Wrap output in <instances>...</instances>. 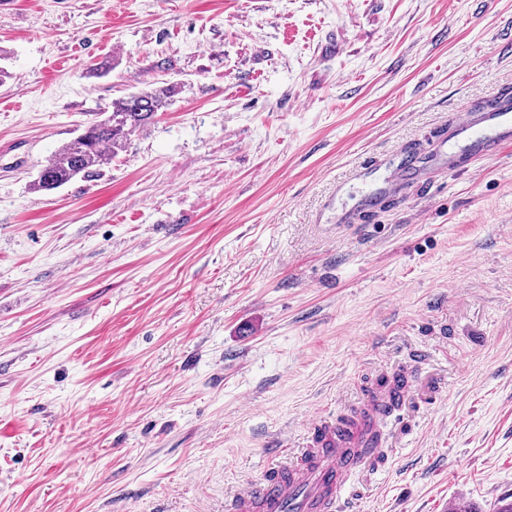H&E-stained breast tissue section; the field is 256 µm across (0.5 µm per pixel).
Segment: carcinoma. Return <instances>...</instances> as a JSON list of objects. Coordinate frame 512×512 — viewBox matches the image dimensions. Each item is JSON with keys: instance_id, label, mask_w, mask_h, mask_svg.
Segmentation results:
<instances>
[{"instance_id": "cac0c4a2", "label": "carcinoma", "mask_w": 512, "mask_h": 512, "mask_svg": "<svg viewBox=\"0 0 512 512\" xmlns=\"http://www.w3.org/2000/svg\"><path fill=\"white\" fill-rule=\"evenodd\" d=\"M172 94L171 88L160 86L113 100L112 110L105 118L90 124L83 133L52 153L32 189L50 191L78 177L87 180L100 177L112 154L124 146L132 133L153 123Z\"/></svg>"}]
</instances>
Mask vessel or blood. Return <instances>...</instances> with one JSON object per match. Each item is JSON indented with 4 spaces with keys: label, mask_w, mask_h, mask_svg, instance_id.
I'll return each instance as SVG.
<instances>
[{
    "label": "vessel or blood",
    "mask_w": 512,
    "mask_h": 512,
    "mask_svg": "<svg viewBox=\"0 0 512 512\" xmlns=\"http://www.w3.org/2000/svg\"><path fill=\"white\" fill-rule=\"evenodd\" d=\"M455 127L467 151L490 159L512 142V110L491 112L478 120L466 113ZM409 379V374H402L399 381L364 396L346 420L316 414L304 448L292 456L283 448H271L272 464L259 480L226 498L224 512H344L346 483L375 466L387 409Z\"/></svg>",
    "instance_id": "vessel-or-blood-1"
}]
</instances>
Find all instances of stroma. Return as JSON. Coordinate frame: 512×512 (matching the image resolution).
<instances>
[{"instance_id":"1","label":"stroma","mask_w":512,"mask_h":512,"mask_svg":"<svg viewBox=\"0 0 512 512\" xmlns=\"http://www.w3.org/2000/svg\"><path fill=\"white\" fill-rule=\"evenodd\" d=\"M0 62V512H224L406 365L348 512L512 498V145L452 136L512 97V0H0ZM172 94V88L160 86L113 100L112 110L106 112L105 118L90 124L52 153L34 180L33 190L50 191L78 177H100L112 154L124 146L132 133L153 123Z\"/></svg>"}]
</instances>
